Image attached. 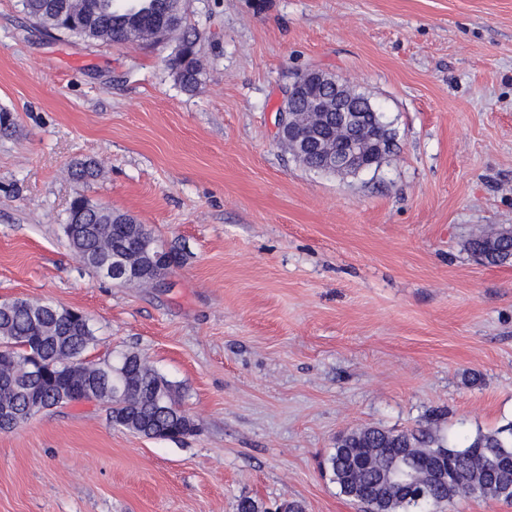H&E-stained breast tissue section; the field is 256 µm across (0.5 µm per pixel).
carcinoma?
I'll list each match as a JSON object with an SVG mask.
<instances>
[{
  "instance_id": "1",
  "label": "carcinoma",
  "mask_w": 512,
  "mask_h": 512,
  "mask_svg": "<svg viewBox=\"0 0 512 512\" xmlns=\"http://www.w3.org/2000/svg\"><path fill=\"white\" fill-rule=\"evenodd\" d=\"M22 6L35 24L86 41H149L175 27L180 33L175 79L187 90L198 83L197 41L178 28L185 0H22ZM71 176L84 184L97 177V170L90 162H76ZM67 220L80 223L75 231L63 227L69 246L96 274L102 257L117 248L136 256L146 279L171 266L169 261L151 262L157 239L126 213L93 205L80 194L71 201ZM468 250L486 265L511 264L512 236L493 228L473 237ZM53 307L31 300L0 307V340L12 349L0 353V403L38 404L47 410L68 404L61 389L78 394L94 390L107 405L110 421L132 432L163 437L194 431L176 389L145 357L127 351L115 359L86 360L94 341L90 320L56 316ZM397 455L408 460L417 476L406 488L383 478ZM328 464L340 493L361 512H434L442 503L473 496L475 488L481 497L511 502L512 424L448 446L426 430L369 428L343 437Z\"/></svg>"
}]
</instances>
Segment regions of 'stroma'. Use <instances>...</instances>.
Returning <instances> with one entry per match:
<instances>
[{
    "mask_svg": "<svg viewBox=\"0 0 512 512\" xmlns=\"http://www.w3.org/2000/svg\"><path fill=\"white\" fill-rule=\"evenodd\" d=\"M176 38L84 42L0 0V299L82 311L87 356L135 351L197 429L145 438L104 408L0 433V512H360L326 460L348 432L457 443L512 423V264L468 239L512 226V0H187ZM324 70L395 133L379 167L306 168L275 139L297 72ZM76 159L99 164L89 184ZM133 216L175 261L147 286L95 275L71 200Z\"/></svg>",
    "mask_w": 512,
    "mask_h": 512,
    "instance_id": "obj_1",
    "label": "stroma"
}]
</instances>
